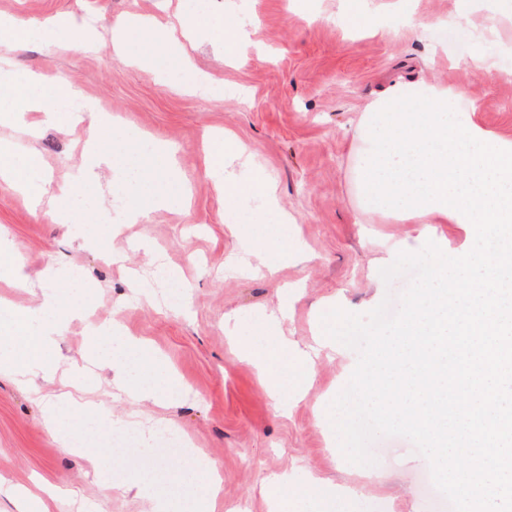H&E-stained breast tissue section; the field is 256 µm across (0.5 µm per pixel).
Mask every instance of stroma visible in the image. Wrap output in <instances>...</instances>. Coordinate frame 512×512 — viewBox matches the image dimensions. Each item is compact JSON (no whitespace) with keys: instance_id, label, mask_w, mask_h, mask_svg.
Instances as JSON below:
<instances>
[{"instance_id":"stroma-1","label":"stroma","mask_w":512,"mask_h":512,"mask_svg":"<svg viewBox=\"0 0 512 512\" xmlns=\"http://www.w3.org/2000/svg\"><path fill=\"white\" fill-rule=\"evenodd\" d=\"M180 0H0V13L43 20L72 14L95 40L89 55L32 44L11 52L13 68L36 70L83 87L97 108L111 113L114 127L106 149L111 166L99 170L96 187L106 192L122 172L133 147L125 135L135 129L177 147V175L191 187L189 211L155 206L156 191L169 180L159 161L141 155L151 183L132 200L148 213L143 224H127L116 239L83 246L68 224L35 215L23 196L0 181V232L20 252L27 273L37 275L49 262L71 266L69 289L91 282L88 302L95 318L114 317L122 335L144 340L179 377L180 385L162 388L163 405L138 404L99 372L91 398L110 407L117 425L93 436L103 444L107 465L95 472L90 456L59 448L42 423L40 405L24 393L8 372L0 373V485L16 490L43 488L60 497V512H144L135 492L123 491L129 475L147 479L160 494L184 474L185 455L217 466L222 479L221 512H270L260 490L263 480L287 474L288 498L310 501L314 512H444L441 492H427L425 456L404 437L380 436V453L371 467L349 463L338 444L326 402L345 387L344 368L356 363L350 348L321 356L303 401L275 409L266 381L229 340L239 328L258 345L268 342L264 313L286 303L283 330L289 340L307 344L323 337L322 315L329 305L364 314L387 295L404 292L407 276L384 282L377 259L392 244L408 250L423 246L415 224H386L363 211L357 190L362 140L358 121L379 93L402 79L439 80L461 87L474 104V119L484 128L512 136V54L495 53L497 76L455 65L478 40L463 27L457 0H370L379 24L376 32L348 29L341 0H204L214 13L235 17L261 55V62L237 65L224 50L199 38L190 59L195 71L220 79L218 94L192 95L178 87L179 72L162 77L131 64L130 55L156 48L151 34L130 32L128 51L116 53L113 21L141 9L175 13ZM424 20L416 33L407 16ZM234 132L246 146L252 165L264 170L276 188L280 206L294 222L289 227L253 224L258 203L244 201L228 212L224 195L206 175L205 135ZM20 149H36L54 184L66 182L82 164L86 125L49 127L30 138L0 127ZM113 210L114 199H105ZM289 235L309 258L282 261L270 250L264 262L251 263L235 275L225 261L250 256L255 240ZM149 238L172 271L187 283L181 305L140 294L138 282L162 285L166 278L136 244ZM116 249L123 262L105 265L102 252ZM86 324L70 321L54 352L62 370L88 366ZM142 422L165 417L179 431L185 448L143 447L140 438L124 439L119 420ZM363 486L362 495L341 501L325 481Z\"/></svg>"}]
</instances>
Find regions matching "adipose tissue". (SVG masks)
<instances>
[{
  "mask_svg": "<svg viewBox=\"0 0 512 512\" xmlns=\"http://www.w3.org/2000/svg\"><path fill=\"white\" fill-rule=\"evenodd\" d=\"M154 33L163 44L176 43L177 39L194 41L197 34H204L219 46L227 56L247 61L251 58L250 44L242 33V26L220 14L206 10H186L177 14L174 22L158 16L135 18L116 23L113 28L117 42H124L133 29ZM37 42L47 47L68 43L78 53L88 51L92 43L83 29L67 16L58 15L40 23H33L15 16H0V125L24 129L37 134L43 127L66 123L88 122L91 137L88 140L84 163L72 179L59 187H52L50 177L41 166L35 152H18L9 141L0 140V180L15 190L28 195L34 211L49 217L53 222L73 224L83 215L99 211L100 204L91 188L96 171L112 160L102 145L111 136L110 118L99 112L93 100L82 89L60 81L47 83L36 71L22 74L11 69L6 57L15 51ZM207 175L217 187L223 188L229 206L246 197L262 201L259 220L265 224H285L290 220L278 202L271 181L244 162L246 149L238 138L229 132H213L207 137ZM65 275L58 264L48 265L41 279L49 283L38 305L28 308L4 307L0 318L11 328L10 338L0 337V370L14 373L19 384L33 398L41 396L42 384L56 379L59 365L51 354L66 322L82 317L84 302L79 295L61 296L51 287ZM118 352L113 353L108 366L114 372L113 381L125 388L129 397L137 402L157 403L158 389L170 385L173 377L163 367H155L150 381H133L131 373L137 367L141 349L137 341L121 336L117 338ZM321 352L320 347L300 349L291 346L287 336L278 335L261 350H245L244 357L261 373L271 377L272 399L281 396L278 377L289 363L312 367ZM62 391L56 399L43 401L42 416L48 430L60 447L74 449L84 446L85 427L75 419H61V407L76 410L86 407L87 389L81 369H72L67 380L61 381ZM180 504L183 512H213L210 499L196 496L192 479H184L165 494L152 497L150 512H168L172 504Z\"/></svg>",
  "mask_w": 512,
  "mask_h": 512,
  "instance_id": "ef3b65f1",
  "label": "adipose tissue"
}]
</instances>
